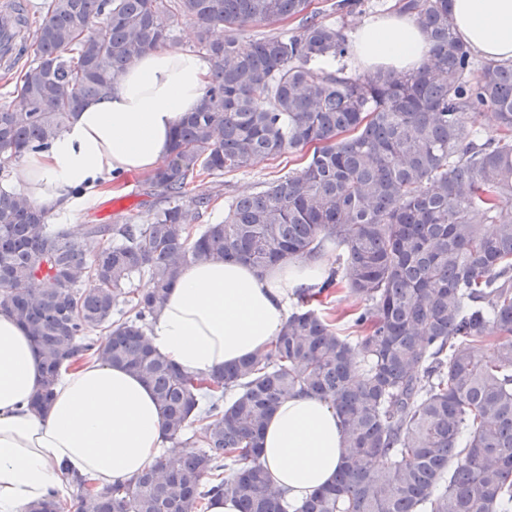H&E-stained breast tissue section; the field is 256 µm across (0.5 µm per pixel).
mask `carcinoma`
<instances>
[{
	"instance_id": "obj_1",
	"label": "carcinoma",
	"mask_w": 512,
	"mask_h": 512,
	"mask_svg": "<svg viewBox=\"0 0 512 512\" xmlns=\"http://www.w3.org/2000/svg\"><path fill=\"white\" fill-rule=\"evenodd\" d=\"M361 2L331 3L337 25L312 0H46L38 20L0 16V41L23 32L17 58L31 55L0 106L1 154L48 147L181 18L198 26L211 81L145 193L178 200L202 177L312 149L299 171L199 229L205 192L143 224L69 231L0 189V306L43 361L31 407L94 359L150 385L170 443L138 476L86 490L82 512H195L222 496L240 512H512V61L477 60L451 0H392L425 33L428 61L332 69ZM288 21L298 25L284 38ZM249 23L271 31L242 50ZM477 109L495 113L497 136L469 127ZM327 240L337 266L296 292L269 348L197 377L150 345L149 319L187 263L266 269L321 257ZM141 275L150 287H131ZM338 286L355 299L351 336L312 305ZM300 391L336 409L345 441L335 482L293 504L256 455L268 418Z\"/></svg>"
}]
</instances>
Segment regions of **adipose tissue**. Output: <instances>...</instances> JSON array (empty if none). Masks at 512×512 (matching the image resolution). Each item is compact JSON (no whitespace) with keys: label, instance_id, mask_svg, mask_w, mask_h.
Listing matches in <instances>:
<instances>
[{"label":"adipose tissue","instance_id":"1","mask_svg":"<svg viewBox=\"0 0 512 512\" xmlns=\"http://www.w3.org/2000/svg\"><path fill=\"white\" fill-rule=\"evenodd\" d=\"M462 41L488 60L512 59V0H452ZM354 48L362 68L411 70L428 57L426 36L398 14L362 21ZM209 63L173 47L146 51L119 80L83 102L49 149L25 152L12 181L33 205L75 213L79 187L121 173L155 172L173 135L196 111ZM326 260H286L265 270L214 257L184 266L147 332L152 346L182 370L203 376L269 347L299 288L321 284ZM42 379L41 356L12 314L0 307V512L70 492L75 477L101 485L153 465L164 431L152 390L140 378L99 362L70 369L51 406L29 403ZM344 431L325 400L299 393L268 419L259 462L275 491L301 500L331 484Z\"/></svg>","mask_w":512,"mask_h":512}]
</instances>
